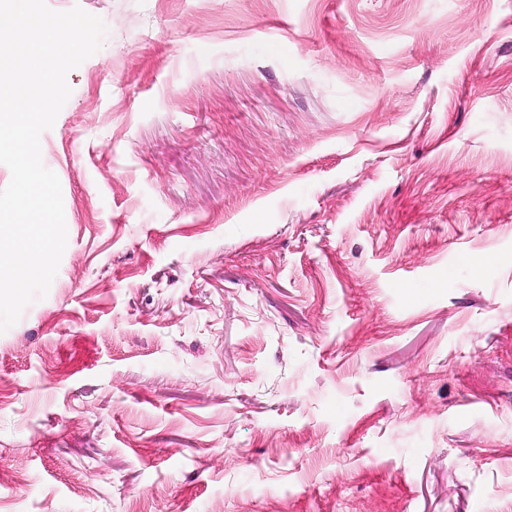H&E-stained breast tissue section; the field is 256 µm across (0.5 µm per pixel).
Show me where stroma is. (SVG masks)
<instances>
[{
    "label": "stroma",
    "mask_w": 512,
    "mask_h": 512,
    "mask_svg": "<svg viewBox=\"0 0 512 512\" xmlns=\"http://www.w3.org/2000/svg\"><path fill=\"white\" fill-rule=\"evenodd\" d=\"M46 2L0 512H512V0Z\"/></svg>",
    "instance_id": "stroma-1"
}]
</instances>
